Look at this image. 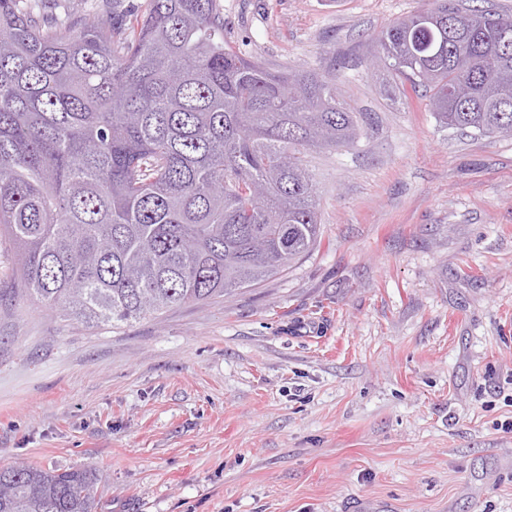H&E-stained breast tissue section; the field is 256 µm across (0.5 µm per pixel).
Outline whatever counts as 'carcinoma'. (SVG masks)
Masks as SVG:
<instances>
[{
	"instance_id": "cac0c4a2",
	"label": "carcinoma",
	"mask_w": 512,
	"mask_h": 512,
	"mask_svg": "<svg viewBox=\"0 0 512 512\" xmlns=\"http://www.w3.org/2000/svg\"><path fill=\"white\" fill-rule=\"evenodd\" d=\"M0 0V238L11 292L88 326L253 288L321 240L305 157L363 116L315 69L224 44L221 0H145L87 24ZM376 53L445 127L512 136V16L436 0ZM95 468L0 464V512H92ZM0 288H21L12 270L9 244L3 239L0 242Z\"/></svg>"
}]
</instances>
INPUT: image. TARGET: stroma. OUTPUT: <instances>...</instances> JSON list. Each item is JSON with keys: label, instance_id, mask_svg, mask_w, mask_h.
Instances as JSON below:
<instances>
[{"label": "stroma", "instance_id": "stroma-1", "mask_svg": "<svg viewBox=\"0 0 512 512\" xmlns=\"http://www.w3.org/2000/svg\"><path fill=\"white\" fill-rule=\"evenodd\" d=\"M222 2L235 51L364 116L308 157L321 244L129 325L0 302V464L96 468L95 512H512V138L376 64L429 0Z\"/></svg>", "mask_w": 512, "mask_h": 512}]
</instances>
